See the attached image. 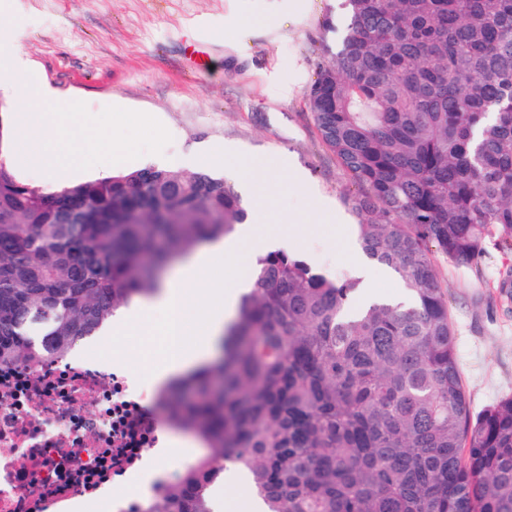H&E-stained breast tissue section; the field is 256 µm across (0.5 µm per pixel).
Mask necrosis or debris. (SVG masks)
Returning <instances> with one entry per match:
<instances>
[{"instance_id": "1", "label": "necrosis or debris", "mask_w": 512, "mask_h": 512, "mask_svg": "<svg viewBox=\"0 0 512 512\" xmlns=\"http://www.w3.org/2000/svg\"><path fill=\"white\" fill-rule=\"evenodd\" d=\"M149 395L126 367L85 354L0 363V512H48L140 467L161 445Z\"/></svg>"}]
</instances>
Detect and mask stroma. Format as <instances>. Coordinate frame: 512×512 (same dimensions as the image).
Returning <instances> with one entry per match:
<instances>
[{
    "instance_id": "1",
    "label": "stroma",
    "mask_w": 512,
    "mask_h": 512,
    "mask_svg": "<svg viewBox=\"0 0 512 512\" xmlns=\"http://www.w3.org/2000/svg\"><path fill=\"white\" fill-rule=\"evenodd\" d=\"M346 21L338 0H0V50L23 52L40 81L91 115L116 106L157 118L161 154L128 168L176 160L198 172L197 151L238 149L257 169L267 220L288 249L331 277L353 274L348 239L356 191L321 141L307 93L337 50L325 27ZM307 185L291 186V168ZM473 412L512 396V257L494 243L471 265L435 256ZM88 354L146 367L144 337L98 336Z\"/></svg>"
}]
</instances>
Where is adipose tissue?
Instances as JSON below:
<instances>
[{
    "mask_svg": "<svg viewBox=\"0 0 512 512\" xmlns=\"http://www.w3.org/2000/svg\"><path fill=\"white\" fill-rule=\"evenodd\" d=\"M287 234L272 240L256 236L254 224H242L229 238L198 247L167 277L161 291L122 308L112 322L113 333H121L134 324H147L151 344L163 347L178 343L174 355H163L150 373L148 383L159 389L212 361L224 324L236 313L239 298L249 284L246 270L269 244L284 245ZM237 269L235 279L225 280L222 271ZM164 311L163 321L153 319L156 311Z\"/></svg>",
    "mask_w": 512,
    "mask_h": 512,
    "instance_id": "ef3b65f1",
    "label": "adipose tissue"
}]
</instances>
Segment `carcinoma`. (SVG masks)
Instances as JSON below:
<instances>
[{"mask_svg": "<svg viewBox=\"0 0 512 512\" xmlns=\"http://www.w3.org/2000/svg\"><path fill=\"white\" fill-rule=\"evenodd\" d=\"M308 91L358 192L365 256L406 300L354 306L283 249L257 257L222 356L161 389L208 454L142 512H212L232 462L267 512H512V397L475 415L434 254H512V0H343ZM246 218L224 177L156 165L46 192L0 163V363L33 368L154 295Z\"/></svg>", "mask_w": 512, "mask_h": 512, "instance_id": "cac0c4a2", "label": "carcinoma"}]
</instances>
